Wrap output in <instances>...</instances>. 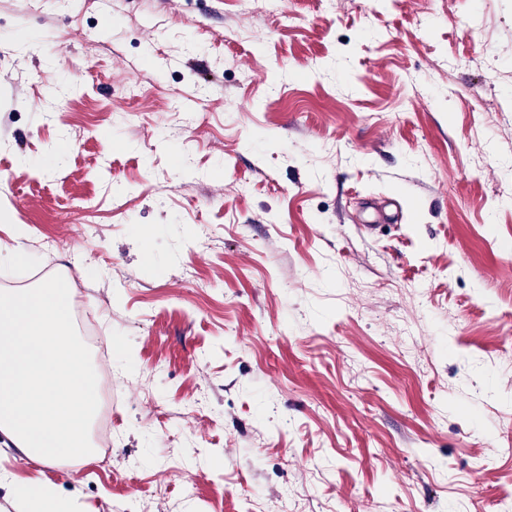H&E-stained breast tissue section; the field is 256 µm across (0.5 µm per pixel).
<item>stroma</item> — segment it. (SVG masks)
<instances>
[{
  "label": "stroma",
  "instance_id": "1",
  "mask_svg": "<svg viewBox=\"0 0 512 512\" xmlns=\"http://www.w3.org/2000/svg\"><path fill=\"white\" fill-rule=\"evenodd\" d=\"M335 2L0 0V284L71 240L129 477L0 432V512L31 478L78 512L512 498V0Z\"/></svg>",
  "mask_w": 512,
  "mask_h": 512
}]
</instances>
